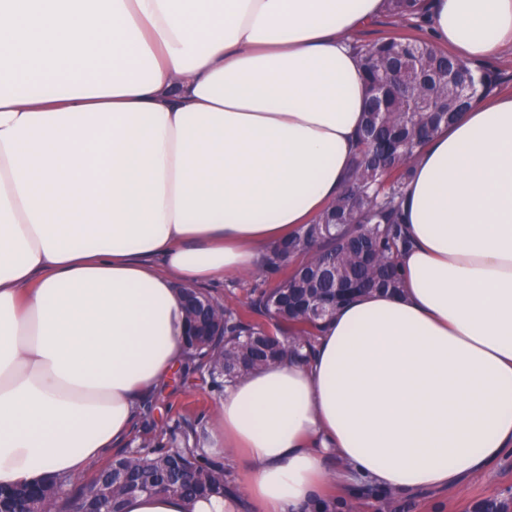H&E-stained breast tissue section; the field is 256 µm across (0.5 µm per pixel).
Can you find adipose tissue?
Listing matches in <instances>:
<instances>
[{
  "label": "adipose tissue",
  "instance_id": "obj_1",
  "mask_svg": "<svg viewBox=\"0 0 512 512\" xmlns=\"http://www.w3.org/2000/svg\"><path fill=\"white\" fill-rule=\"evenodd\" d=\"M420 4L460 61L512 48V0ZM386 6L0 0V488L126 445L188 362L180 284L253 272L335 199L366 96L351 37ZM401 210L402 293L224 388L205 452L245 462L260 512H321L331 483L458 487L512 450V94L434 135Z\"/></svg>",
  "mask_w": 512,
  "mask_h": 512
}]
</instances>
